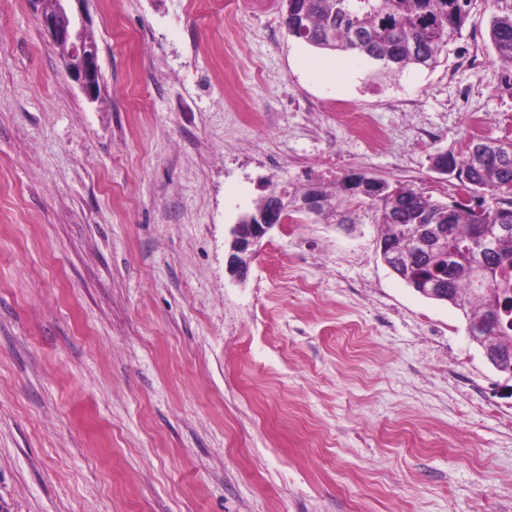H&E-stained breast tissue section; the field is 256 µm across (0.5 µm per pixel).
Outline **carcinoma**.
<instances>
[{
  "label": "carcinoma",
  "instance_id": "carcinoma-1",
  "mask_svg": "<svg viewBox=\"0 0 512 512\" xmlns=\"http://www.w3.org/2000/svg\"><path fill=\"white\" fill-rule=\"evenodd\" d=\"M288 34L310 46L351 52L385 74L410 67L430 69L448 45L462 34L476 0H279ZM488 29L501 64L498 80L512 90V0H492ZM434 166L451 173L473 198L448 204L410 187L391 193L381 183L375 199L383 238L402 252H415L416 237L426 240L436 262L415 270L435 277L448 272L450 286L463 302L466 325L479 335L475 343L504 355L503 372L512 374V211L500 206L499 192L512 189V149L497 147L496 157L474 167L469 156L452 152L434 157ZM496 288L511 302L493 309L486 289Z\"/></svg>",
  "mask_w": 512,
  "mask_h": 512
}]
</instances>
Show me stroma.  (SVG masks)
I'll list each match as a JSON object with an SVG mask.
<instances>
[{"label":"stroma","mask_w":512,"mask_h":512,"mask_svg":"<svg viewBox=\"0 0 512 512\" xmlns=\"http://www.w3.org/2000/svg\"><path fill=\"white\" fill-rule=\"evenodd\" d=\"M0 0V512H512V375L382 262L361 173L450 201L436 152L512 137L476 0L435 69L380 74L275 0H89L102 89ZM332 198L333 196L331 194H328L326 190L323 189L322 193V187L320 185L312 184L310 186L307 197L301 202V207L310 212L311 214H319L318 212L320 211L323 203L325 202V206L320 212L323 213L324 211L329 210L331 208ZM277 187H272L271 192H277ZM281 193H271L269 206L265 211L253 212L252 224L250 214L242 216L238 224L232 229L233 241L227 260V270L237 279H241L247 272L249 264L254 255V247L276 226L281 224H270L272 214L288 209V192L285 189Z\"/></svg>","instance_id":"1"}]
</instances>
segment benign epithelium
<instances>
[{
  "label": "benign epithelium",
  "mask_w": 512,
  "mask_h": 512,
  "mask_svg": "<svg viewBox=\"0 0 512 512\" xmlns=\"http://www.w3.org/2000/svg\"><path fill=\"white\" fill-rule=\"evenodd\" d=\"M88 0H54L50 8L41 7L39 20L52 43L62 53L63 65L68 78L90 99L98 98L101 91L102 73L98 62V45L88 22L85 5ZM323 205L322 187L310 186L301 207L312 214ZM288 209L285 196L270 194L265 211L253 212L250 224H236L232 229L233 241L227 260V270L242 278L254 255V247L274 228L271 215Z\"/></svg>",
  "instance_id": "benign-epithelium-1"
}]
</instances>
